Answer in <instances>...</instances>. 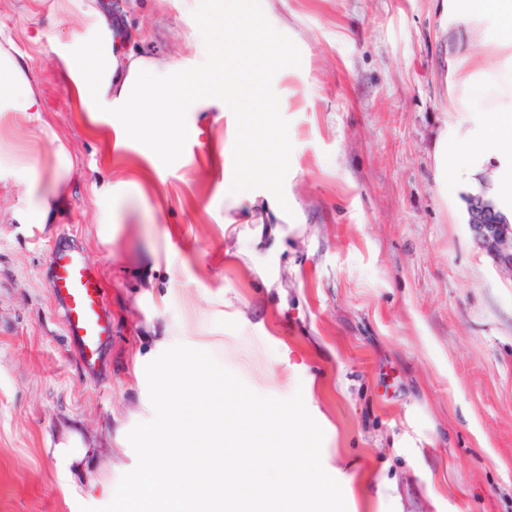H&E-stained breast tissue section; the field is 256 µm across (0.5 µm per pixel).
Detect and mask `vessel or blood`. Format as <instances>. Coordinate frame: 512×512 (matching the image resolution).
I'll use <instances>...</instances> for the list:
<instances>
[{
  "label": "vessel or blood",
  "instance_id": "b4317fda",
  "mask_svg": "<svg viewBox=\"0 0 512 512\" xmlns=\"http://www.w3.org/2000/svg\"><path fill=\"white\" fill-rule=\"evenodd\" d=\"M47 285L59 303L67 336L88 372L96 373L102 348L112 336L102 282L80 250L59 244L51 252Z\"/></svg>",
  "mask_w": 512,
  "mask_h": 512
}]
</instances>
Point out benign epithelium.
Instances as JSON below:
<instances>
[{"instance_id": "obj_1", "label": "benign epithelium", "mask_w": 512, "mask_h": 512, "mask_svg": "<svg viewBox=\"0 0 512 512\" xmlns=\"http://www.w3.org/2000/svg\"><path fill=\"white\" fill-rule=\"evenodd\" d=\"M468 225L475 241L512 274V213L502 211L485 192L467 197Z\"/></svg>"}]
</instances>
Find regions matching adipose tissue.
I'll return each instance as SVG.
<instances>
[{
    "mask_svg": "<svg viewBox=\"0 0 512 512\" xmlns=\"http://www.w3.org/2000/svg\"><path fill=\"white\" fill-rule=\"evenodd\" d=\"M214 9L219 36L232 37L247 27L253 44L266 42L265 31L241 13L235 0H216ZM88 16L85 33L61 48L59 57L73 109L85 115L84 129L100 141L104 159H111L113 152L138 139L147 162L140 177L149 179L159 158L175 156L185 140L199 135V127L186 122L185 113L238 110V80L225 70L222 48H215L199 62L188 79L164 60L129 49L108 12L93 6ZM267 109V104L260 102L243 113V127L234 142L236 176L223 184L225 199L236 203L251 199V186L266 170L267 156L257 136L255 117ZM42 110L41 92L26 62L11 42H0V116L15 112L37 123ZM54 158L55 165L48 173L34 168L18 152L10 153L8 161L0 163V174L22 175L30 187L25 223L42 227L56 220L66 197L72 158L61 144L56 146ZM45 180L50 181V190H42ZM51 455L65 476L95 470L90 491L111 498L112 472L120 467L115 448L88 447L82 435L69 427L56 436Z\"/></svg>",
    "mask_w": 512,
    "mask_h": 512,
    "instance_id": "obj_1",
    "label": "adipose tissue"
}]
</instances>
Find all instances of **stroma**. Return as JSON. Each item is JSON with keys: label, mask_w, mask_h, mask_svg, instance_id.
<instances>
[{"label": "stroma", "mask_w": 512, "mask_h": 512, "mask_svg": "<svg viewBox=\"0 0 512 512\" xmlns=\"http://www.w3.org/2000/svg\"><path fill=\"white\" fill-rule=\"evenodd\" d=\"M91 3L184 75L208 49L209 0H0V39L27 60L46 123L12 114L0 133L37 167L55 137L74 161L42 231L17 220L23 178L0 180V512L100 506L85 480L64 484L48 441L77 423L103 448L110 418H152L135 359L182 330L255 392L302 393L347 512H512V276L474 241L466 204L512 187L487 133L512 74L503 16L456 0H238L287 51L263 91L265 136L287 138V156L217 223L205 163L239 115L212 113L120 204L108 241L92 186L144 159L132 145L104 167L73 110L56 50ZM61 241L85 252L112 313L95 378L47 287Z\"/></svg>", "instance_id": "obj_1"}]
</instances>
